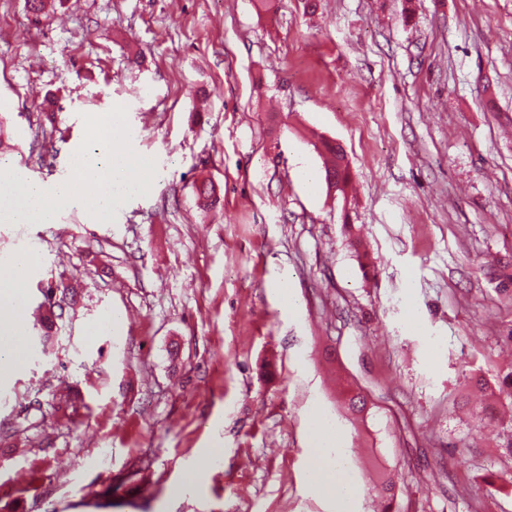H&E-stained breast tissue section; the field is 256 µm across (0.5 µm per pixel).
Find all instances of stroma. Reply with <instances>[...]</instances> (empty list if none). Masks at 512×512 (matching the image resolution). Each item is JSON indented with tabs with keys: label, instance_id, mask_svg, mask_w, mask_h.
Wrapping results in <instances>:
<instances>
[{
	"label": "stroma",
	"instance_id": "obj_1",
	"mask_svg": "<svg viewBox=\"0 0 512 512\" xmlns=\"http://www.w3.org/2000/svg\"><path fill=\"white\" fill-rule=\"evenodd\" d=\"M116 109L150 190L106 224L0 223V280L36 258L27 312L79 284L52 346L27 326L0 381V512H336L309 472L319 415L351 512H381L382 470L396 512H471L487 478L512 512V425L475 418L494 398L470 382L512 369V0H64L37 25L0 0L5 161L66 176ZM314 147L325 157L324 169L326 180L329 171L332 169L336 172V168L342 164V161L345 160V156L337 149L335 143L321 135L318 136V143H314Z\"/></svg>",
	"mask_w": 512,
	"mask_h": 512
}]
</instances>
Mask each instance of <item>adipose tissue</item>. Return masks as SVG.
Returning a JSON list of instances; mask_svg holds the SVG:
<instances>
[{
  "label": "adipose tissue",
  "instance_id": "obj_1",
  "mask_svg": "<svg viewBox=\"0 0 512 512\" xmlns=\"http://www.w3.org/2000/svg\"><path fill=\"white\" fill-rule=\"evenodd\" d=\"M121 113L107 112L95 117L90 130L91 149L81 152L74 169L53 183L19 174L12 166L0 164V222L5 224H50L66 208H83L91 222L104 224L112 206L127 193L144 192L151 183L150 163L126 142L116 139L112 128ZM18 271L10 282H0V379L19 371L26 355L23 320L26 277L34 259L22 253L12 260ZM310 445L316 489L337 493V508L343 512L357 497L359 488L328 454L333 441L323 419L313 423Z\"/></svg>",
  "mask_w": 512,
  "mask_h": 512
}]
</instances>
